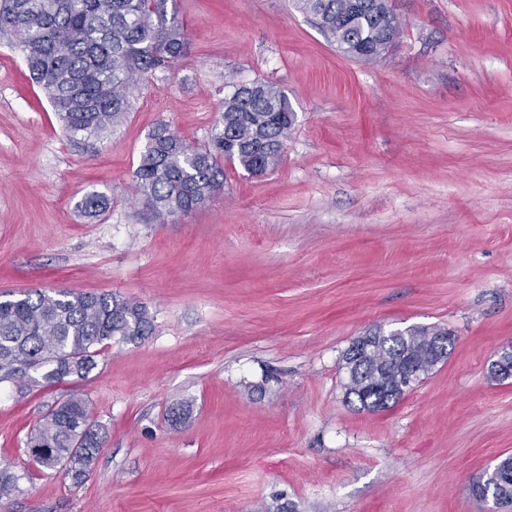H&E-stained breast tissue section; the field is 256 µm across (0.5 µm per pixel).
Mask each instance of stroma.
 <instances>
[{
	"label": "stroma",
	"instance_id": "1",
	"mask_svg": "<svg viewBox=\"0 0 512 512\" xmlns=\"http://www.w3.org/2000/svg\"><path fill=\"white\" fill-rule=\"evenodd\" d=\"M174 6L187 55L89 146L0 40V298L112 292L154 316L87 380L0 384V463L22 476L0 512H512L470 492L512 455V378L489 375L512 340V0H394L402 34L366 64L292 0ZM231 79L288 96L280 164L225 166L156 222L133 181L149 134L207 143ZM92 190L97 219L75 209ZM411 325L449 329L447 359L391 409L346 401L352 342ZM75 391L107 431L78 484L27 448ZM110 200L102 193L92 191L83 196L77 208L85 217L95 218L110 208Z\"/></svg>",
	"mask_w": 512,
	"mask_h": 512
}]
</instances>
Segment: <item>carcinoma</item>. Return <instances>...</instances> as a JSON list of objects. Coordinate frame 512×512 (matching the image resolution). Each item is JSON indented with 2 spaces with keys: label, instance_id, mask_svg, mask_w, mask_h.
I'll return each mask as SVG.
<instances>
[{
  "label": "carcinoma",
  "instance_id": "1",
  "mask_svg": "<svg viewBox=\"0 0 512 512\" xmlns=\"http://www.w3.org/2000/svg\"><path fill=\"white\" fill-rule=\"evenodd\" d=\"M170 0H0V33L11 37L36 83L45 91L69 139L88 142L112 129L128 112L129 94L148 75L173 67L188 49L183 23L169 11ZM355 0H295L336 48L364 63L378 59L377 49L401 35L371 10H354ZM295 124L288 96L270 82L255 81L247 90L224 94L221 121L207 144L192 147L165 124L148 137L133 172L153 217L170 216L202 206L224 187V162L255 176L278 165L283 142ZM77 208L95 218L110 200L92 191ZM154 317L146 305L112 293L67 290L27 291L0 300V383L18 388L50 387L83 381L97 357L112 342H136L152 333ZM440 327L407 326L385 334L375 330L371 347L345 355L343 368L356 377L346 395L361 408L380 410L397 403L396 361L410 351L428 359L430 336ZM106 431L90 401L73 394L51 407L30 434L28 447L47 469L62 468L78 480L106 442ZM22 476L0 468V499L18 488ZM512 501V457L497 467L496 480L483 501Z\"/></svg>",
  "mask_w": 512,
  "mask_h": 512
}]
</instances>
